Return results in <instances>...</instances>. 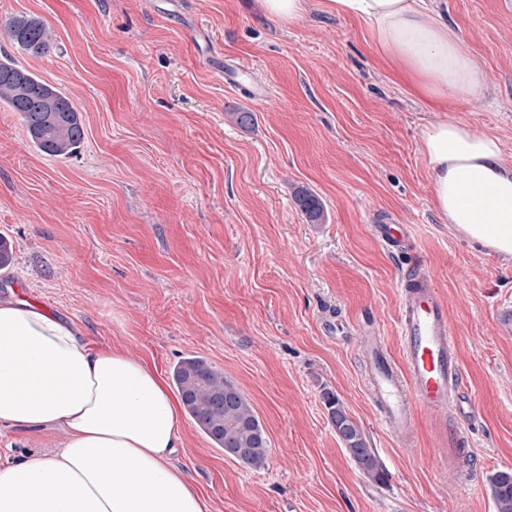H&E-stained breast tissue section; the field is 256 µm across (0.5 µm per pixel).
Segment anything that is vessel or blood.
Wrapping results in <instances>:
<instances>
[{
	"label": "vessel or blood",
	"mask_w": 512,
	"mask_h": 512,
	"mask_svg": "<svg viewBox=\"0 0 512 512\" xmlns=\"http://www.w3.org/2000/svg\"><path fill=\"white\" fill-rule=\"evenodd\" d=\"M373 231L389 252L403 251V225L385 222L374 225ZM400 288L401 363H391L374 331H363L359 338L370 399L385 428L404 442L415 428L417 409L429 411L442 439L438 458L456 459L463 472H470L472 461L464 446L470 440L475 398L463 385L447 305L426 274H406Z\"/></svg>",
	"instance_id": "obj_1"
}]
</instances>
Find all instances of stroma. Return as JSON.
<instances>
[{
	"instance_id": "stroma-1",
	"label": "stroma",
	"mask_w": 512,
	"mask_h": 512,
	"mask_svg": "<svg viewBox=\"0 0 512 512\" xmlns=\"http://www.w3.org/2000/svg\"><path fill=\"white\" fill-rule=\"evenodd\" d=\"M491 76L474 101L436 105L386 64L358 21L309 0L291 25L258 0H0V58L64 92L85 139L66 159L31 146L0 103V235L15 261L0 298L65 317L90 347H118L164 376L191 355L247 397L270 442L243 468L182 415L178 461L211 512H495L488 478L512 469V260L468 243L432 205L423 135L448 119L499 139L512 161V0H441ZM41 18L55 46L34 57L3 24ZM242 68L265 90L250 94ZM253 113L240 126L234 112ZM322 201L309 223L296 195ZM407 225L393 254L372 224ZM430 275L448 302L476 399V471L441 463L432 416L406 446L380 421L358 338L391 356L400 282ZM333 392L388 477L369 480L329 421Z\"/></svg>"
}]
</instances>
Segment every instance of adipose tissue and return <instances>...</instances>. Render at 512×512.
I'll list each match as a JSON object with an SVG mask.
<instances>
[{
	"mask_svg": "<svg viewBox=\"0 0 512 512\" xmlns=\"http://www.w3.org/2000/svg\"><path fill=\"white\" fill-rule=\"evenodd\" d=\"M363 22L384 58L436 104L490 82L435 0H325ZM433 206L469 241L512 258V164L498 139L453 120L424 134ZM0 425L45 448L0 464V512H210L176 457L179 403L148 362L93 350L72 324L0 302Z\"/></svg>",
	"mask_w": 512,
	"mask_h": 512,
	"instance_id": "ef3b65f1",
	"label": "adipose tissue"
}]
</instances>
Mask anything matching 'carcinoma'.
Here are the masks:
<instances>
[{"label": "carcinoma", "mask_w": 512, "mask_h": 512, "mask_svg": "<svg viewBox=\"0 0 512 512\" xmlns=\"http://www.w3.org/2000/svg\"><path fill=\"white\" fill-rule=\"evenodd\" d=\"M5 30L27 54L42 56L52 49V33L36 17H12ZM0 102L21 115L31 145L48 156L67 158L84 141L82 118L72 101L6 57L0 59ZM298 202L310 223H322L324 209L317 196L303 191ZM172 379L185 411L213 445L239 451L235 459L245 468L266 466L269 442L263 426L246 397L223 372L199 357H185L174 366ZM324 402L336 434L359 470L377 483L385 481L387 473L368 448L359 424L334 394L325 393ZM489 490L495 512H512V470L492 474Z\"/></svg>", "instance_id": "1"}]
</instances>
